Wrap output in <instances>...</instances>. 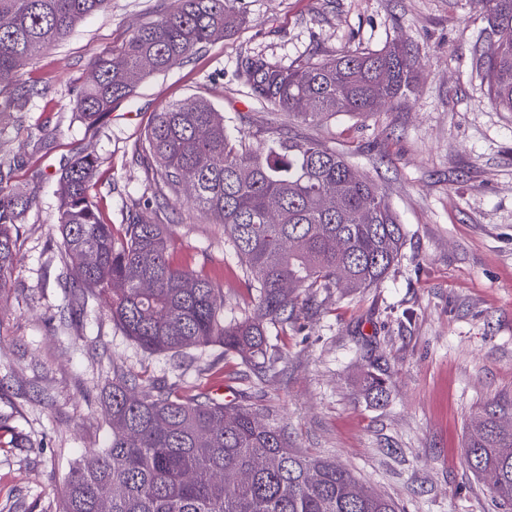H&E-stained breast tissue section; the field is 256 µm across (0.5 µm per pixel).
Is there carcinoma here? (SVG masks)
<instances>
[{
  "label": "carcinoma",
  "instance_id": "1",
  "mask_svg": "<svg viewBox=\"0 0 512 512\" xmlns=\"http://www.w3.org/2000/svg\"><path fill=\"white\" fill-rule=\"evenodd\" d=\"M108 2L0 0V18L8 19L0 26V115L26 112L48 93L22 78L19 62L62 43ZM472 2L487 19L472 68L490 103L512 112V0ZM244 23L237 0H173L168 14L95 56L73 111L85 123L98 121L147 75L171 69ZM418 62L417 52L398 42L291 67L248 59L252 94L288 117L256 148L204 100L154 114L136 152L158 164L165 187L187 188L189 206L223 226L224 242L256 293L254 312L242 319H224V294L212 277L170 262L167 225L135 212L115 235L93 195L97 158L73 160L59 177L60 325L79 319L89 300L108 295L112 321L145 352L183 357L217 344L260 378L274 372L267 328L288 321L293 289L370 288L398 262L405 242L378 185L343 154L297 133L293 122L366 117L411 92ZM18 167L0 161V292L14 269L19 224L37 201L35 191L16 181ZM84 252L96 254L92 265L78 263ZM361 384L377 404L387 395V380L373 371ZM105 389L111 438L94 462L69 471L59 512H101L103 503L107 512H397L350 469L291 447L285 427L251 404L183 396L119 369ZM467 463L476 475H493L492 494L511 508L512 428L496 414H484L471 429Z\"/></svg>",
  "mask_w": 512,
  "mask_h": 512
}]
</instances>
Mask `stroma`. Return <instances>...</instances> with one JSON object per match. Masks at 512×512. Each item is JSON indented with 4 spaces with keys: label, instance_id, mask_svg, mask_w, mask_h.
I'll list each match as a JSON object with an SVG mask.
<instances>
[{
    "label": "stroma",
    "instance_id": "stroma-1",
    "mask_svg": "<svg viewBox=\"0 0 512 512\" xmlns=\"http://www.w3.org/2000/svg\"><path fill=\"white\" fill-rule=\"evenodd\" d=\"M171 0H110L62 44L25 63L48 97L26 114L32 135L0 137V160L20 161V184L38 202L19 231V253L0 292V512H57L74 463L104 448L110 428L101 383L113 366L143 382L178 385L221 401H245L287 426L293 447L331 457L402 512H500L488 478L466 462V436L488 411L512 414V112L488 100L471 57L487 26L472 0H238L237 32L148 76L100 123L71 101L106 47L167 12ZM391 41L417 48L412 93L366 118L339 115L298 125L344 152L373 179L406 229L401 259L376 286L299 291L284 327L269 330L275 374L257 378L221 348L192 350L190 368L141 351L113 324L104 299L63 327L56 283L61 236L58 177L68 162L100 161L94 193L103 221L136 211L169 225L174 264L211 273L225 319L249 314L245 287L221 225L184 200L156 209L161 188L134 155L155 112L203 99L259 146L280 117L256 99L242 65L262 58L296 66ZM375 367L383 404L359 380Z\"/></svg>",
    "mask_w": 512,
    "mask_h": 512
}]
</instances>
